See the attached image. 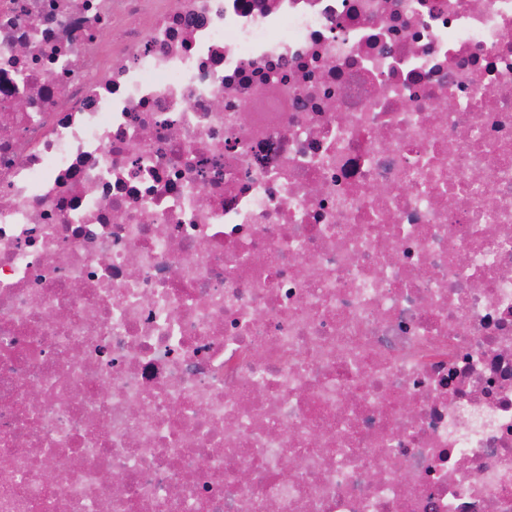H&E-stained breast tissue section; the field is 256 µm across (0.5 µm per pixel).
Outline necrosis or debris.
I'll list each match as a JSON object with an SVG mask.
<instances>
[{"label":"necrosis or debris","instance_id":"1","mask_svg":"<svg viewBox=\"0 0 512 512\" xmlns=\"http://www.w3.org/2000/svg\"><path fill=\"white\" fill-rule=\"evenodd\" d=\"M0 512H512V0H0Z\"/></svg>","mask_w":512,"mask_h":512}]
</instances>
